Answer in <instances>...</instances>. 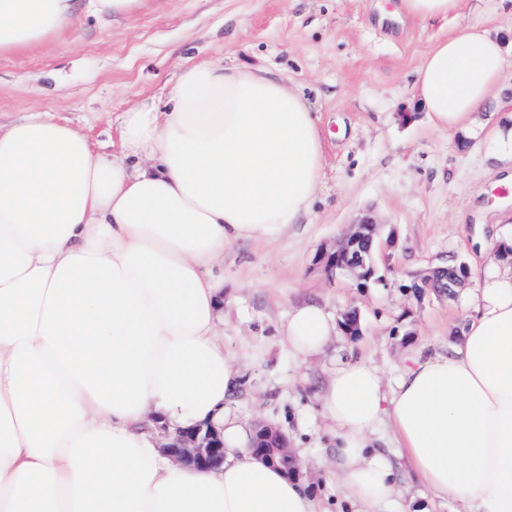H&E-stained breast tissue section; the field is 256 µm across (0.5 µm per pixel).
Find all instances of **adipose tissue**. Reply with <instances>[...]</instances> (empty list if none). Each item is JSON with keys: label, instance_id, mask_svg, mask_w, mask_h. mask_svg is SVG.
<instances>
[{"label": "adipose tissue", "instance_id": "1", "mask_svg": "<svg viewBox=\"0 0 512 512\" xmlns=\"http://www.w3.org/2000/svg\"><path fill=\"white\" fill-rule=\"evenodd\" d=\"M144 0H0V57L56 39L80 7L129 16ZM479 24L424 59L419 99L436 125L466 127L503 76ZM121 150L95 152L48 115L0 128V512H326L253 447L226 407L238 373L218 337L211 270L226 246L307 214L323 132L303 95L262 69L186 65L165 109L125 112ZM336 331L324 307L288 314L295 356ZM352 512H382L394 465L467 512H512V263L487 274L459 344L412 355L393 389L357 360L320 395ZM169 431L211 426L224 461L182 465Z\"/></svg>", "mask_w": 512, "mask_h": 512}]
</instances>
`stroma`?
Returning <instances> with one entry per match:
<instances>
[{
    "label": "stroma",
    "instance_id": "obj_1",
    "mask_svg": "<svg viewBox=\"0 0 512 512\" xmlns=\"http://www.w3.org/2000/svg\"><path fill=\"white\" fill-rule=\"evenodd\" d=\"M399 0H147L132 17L81 15L60 39L0 58V123L31 112L69 121L112 152L123 112L164 104L183 66L261 67L309 100L326 135L312 211L262 242L227 246L212 274L224 292L219 332L238 369L227 406L249 426L288 438L297 473L328 512H347L336 450L318 394L336 367L356 359L392 387L415 352L461 341L475 290L512 234V176L502 139L512 133V0H460L444 20L397 17ZM483 23L505 49L501 85L467 129L437 127L418 98L424 57L459 28ZM378 236L375 282L328 275L315 256L363 213ZM469 285L454 296L417 295L412 284L449 258ZM315 302L336 322L356 314L358 335L338 332L324 353L293 357L283 334L295 305ZM398 512H463L398 471Z\"/></svg>",
    "mask_w": 512,
    "mask_h": 512
}]
</instances>
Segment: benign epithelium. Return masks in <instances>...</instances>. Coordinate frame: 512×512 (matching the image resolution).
I'll list each match as a JSON object with an SVG mask.
<instances>
[{
  "mask_svg": "<svg viewBox=\"0 0 512 512\" xmlns=\"http://www.w3.org/2000/svg\"><path fill=\"white\" fill-rule=\"evenodd\" d=\"M377 225L375 218L365 213L350 223L340 241L322 247L316 262L329 274L348 273L357 280L360 288L375 274L374 253L377 250ZM463 276L454 277L439 288V292L448 296L455 294V289L464 287L469 282V269L464 263L459 264ZM163 448L177 462L197 466H216L224 461V441L211 428H194L180 431L170 437ZM257 450L266 459L277 462L283 467L293 465L294 457L288 452L284 436L270 426H263L257 431Z\"/></svg>",
  "mask_w": 512,
  "mask_h": 512,
  "instance_id": "1",
  "label": "benign epithelium"
}]
</instances>
